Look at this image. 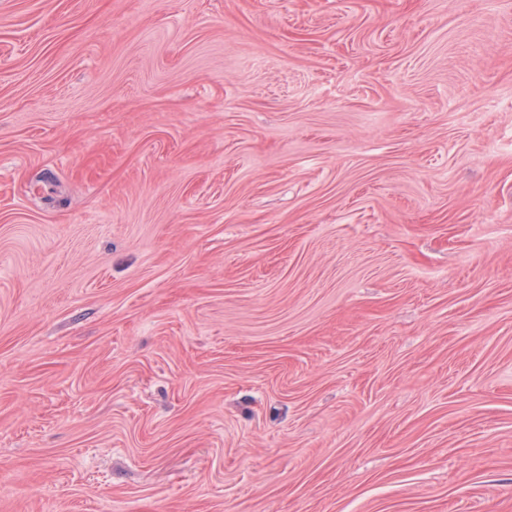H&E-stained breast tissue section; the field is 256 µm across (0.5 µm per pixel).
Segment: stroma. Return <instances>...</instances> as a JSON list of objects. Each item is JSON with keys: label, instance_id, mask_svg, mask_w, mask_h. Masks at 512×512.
<instances>
[{"label": "stroma", "instance_id": "35a3bbf8", "mask_svg": "<svg viewBox=\"0 0 512 512\" xmlns=\"http://www.w3.org/2000/svg\"><path fill=\"white\" fill-rule=\"evenodd\" d=\"M0 512H512V0H0Z\"/></svg>", "mask_w": 512, "mask_h": 512}]
</instances>
